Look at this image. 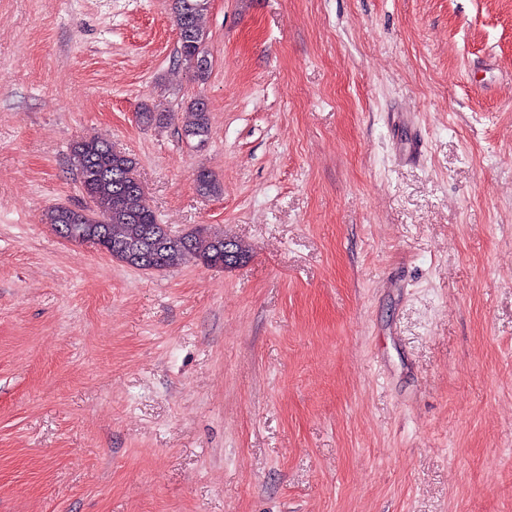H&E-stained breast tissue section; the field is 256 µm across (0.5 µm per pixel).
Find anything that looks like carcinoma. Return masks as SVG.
Masks as SVG:
<instances>
[{"label": "carcinoma", "instance_id": "1", "mask_svg": "<svg viewBox=\"0 0 512 512\" xmlns=\"http://www.w3.org/2000/svg\"><path fill=\"white\" fill-rule=\"evenodd\" d=\"M208 7L209 0H172L174 23L179 31L178 60L194 69L200 80L208 74L207 64L199 62L200 40L206 38L204 18ZM186 112L181 133L188 135L189 142L196 146H205L210 138L207 100L191 99ZM139 120L161 126L171 120V114L146 106L139 112ZM70 160L90 205L78 209L56 206L46 213V223L70 242L91 244L116 260L137 267L135 257L149 246L150 228L157 216L139 178L136 159L113 150L107 140L92 139L74 143ZM195 183L202 196L222 192L219 180L204 167L196 171ZM224 248L223 235L198 225L179 236L165 237L158 246V256L163 270L191 261L215 268L224 263Z\"/></svg>", "mask_w": 512, "mask_h": 512}]
</instances>
